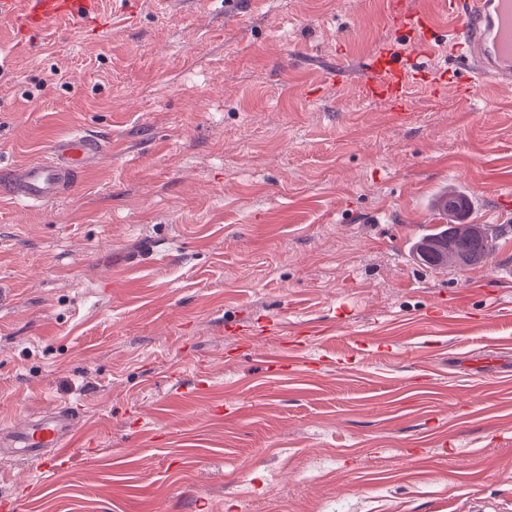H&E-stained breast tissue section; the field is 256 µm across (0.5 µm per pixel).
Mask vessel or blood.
Wrapping results in <instances>:
<instances>
[{
    "mask_svg": "<svg viewBox=\"0 0 512 512\" xmlns=\"http://www.w3.org/2000/svg\"><path fill=\"white\" fill-rule=\"evenodd\" d=\"M93 0H0V17L27 31L42 30L66 17L89 18ZM390 24L394 40L371 55L366 64V91L392 103L393 117L406 122L412 102L408 87L415 81L444 85L449 72L463 74L465 91L484 83L512 87V0H448V29L440 31L423 11L393 9ZM450 36L451 68L431 73L408 66L397 45L410 43L415 52L429 51ZM96 138L75 130L55 140L47 159L16 165L5 175L4 190L13 201L44 204L67 197L82 171L95 166L104 152ZM76 432L71 407L34 417L25 426L0 430V458L31 459L53 468L66 453Z\"/></svg>",
    "mask_w": 512,
    "mask_h": 512,
    "instance_id": "vessel-or-blood-1",
    "label": "vessel or blood"
}]
</instances>
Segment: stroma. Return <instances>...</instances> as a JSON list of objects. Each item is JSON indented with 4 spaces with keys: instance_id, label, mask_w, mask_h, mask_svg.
<instances>
[{
    "instance_id": "stroma-1",
    "label": "stroma",
    "mask_w": 512,
    "mask_h": 512,
    "mask_svg": "<svg viewBox=\"0 0 512 512\" xmlns=\"http://www.w3.org/2000/svg\"><path fill=\"white\" fill-rule=\"evenodd\" d=\"M392 3L0 20V165L107 146L63 200L0 199V427L81 414L53 469L0 461V503L512 512V368L466 366L512 358V89L419 88L393 122L362 75ZM451 187L494 249L435 270L415 242Z\"/></svg>"
}]
</instances>
